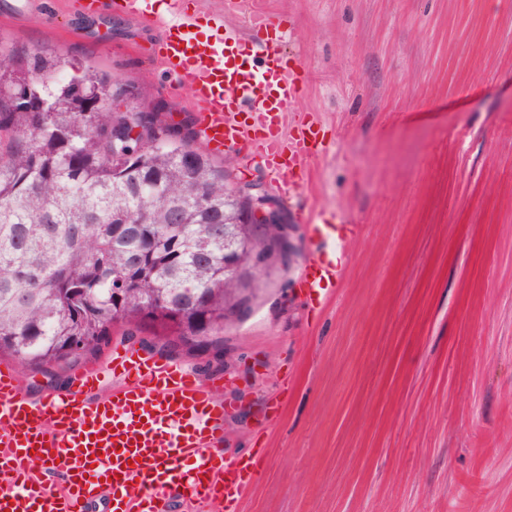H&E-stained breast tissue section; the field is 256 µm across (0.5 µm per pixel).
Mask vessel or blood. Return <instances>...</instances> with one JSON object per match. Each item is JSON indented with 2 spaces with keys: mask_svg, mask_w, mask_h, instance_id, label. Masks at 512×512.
<instances>
[{
  "mask_svg": "<svg viewBox=\"0 0 512 512\" xmlns=\"http://www.w3.org/2000/svg\"><path fill=\"white\" fill-rule=\"evenodd\" d=\"M172 20L156 53L186 86L197 131L209 149H247L283 196L305 184L322 150L309 124L289 128L288 114L305 83L286 48L287 34L264 10H252L247 33L198 30L183 0H168ZM331 255L306 260L307 296L323 309L352 262L354 224H316ZM105 397H98V390ZM214 381L136 349L115 352L106 367L76 369L66 391L26 398L13 369L0 370V512H165L176 496L214 512H238L260 478L264 450L226 459L219 443L224 403ZM60 462L64 479L48 487L32 460Z\"/></svg>",
  "mask_w": 512,
  "mask_h": 512,
  "instance_id": "vessel-or-blood-1",
  "label": "vessel or blood"
}]
</instances>
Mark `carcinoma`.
<instances>
[{
  "mask_svg": "<svg viewBox=\"0 0 512 512\" xmlns=\"http://www.w3.org/2000/svg\"><path fill=\"white\" fill-rule=\"evenodd\" d=\"M0 48L16 62L0 72V358L73 370L114 326L156 324L173 330L165 346L222 363L224 296L242 287L253 300L262 277L224 279V213L245 218L226 195L232 161L161 112L94 111L112 80L79 59L2 37ZM197 308L219 332L203 343L186 322Z\"/></svg>",
  "mask_w": 512,
  "mask_h": 512,
  "instance_id": "carcinoma-1",
  "label": "carcinoma"
}]
</instances>
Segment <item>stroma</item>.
Returning <instances> with one entry per match:
<instances>
[{
    "instance_id": "1",
    "label": "stroma",
    "mask_w": 512,
    "mask_h": 512,
    "mask_svg": "<svg viewBox=\"0 0 512 512\" xmlns=\"http://www.w3.org/2000/svg\"><path fill=\"white\" fill-rule=\"evenodd\" d=\"M0 0V35L77 55L193 117L161 27L86 0ZM255 7L307 74L289 123L330 144L288 200L299 260L225 332L222 446L265 449L239 512H512V0H190L243 32ZM356 224L322 312L299 282L309 213ZM282 413L266 422L267 407Z\"/></svg>"
}]
</instances>
